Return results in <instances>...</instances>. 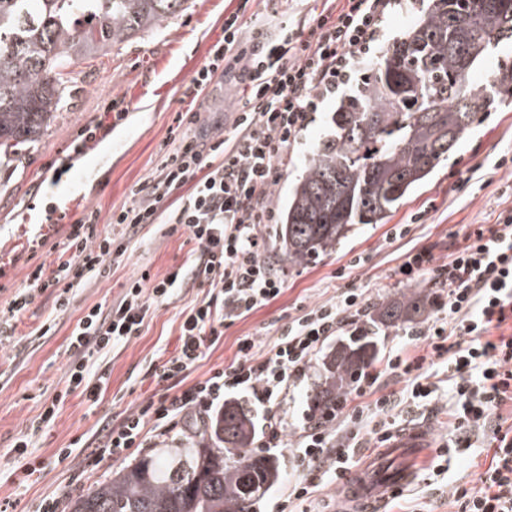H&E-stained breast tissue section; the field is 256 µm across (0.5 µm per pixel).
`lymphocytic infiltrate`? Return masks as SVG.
<instances>
[{
    "mask_svg": "<svg viewBox=\"0 0 512 512\" xmlns=\"http://www.w3.org/2000/svg\"><path fill=\"white\" fill-rule=\"evenodd\" d=\"M392 2L336 0L335 15L317 14L299 27L282 24L247 49L242 22L229 15L223 41L213 46L192 85L205 90L227 58L242 63L248 93L234 108L230 133L207 139L194 133V113L177 114L155 176L133 190L131 204L112 212L110 222L120 227V236L99 233L97 210L86 209L70 226L71 255L50 270L37 266L29 287L0 310L3 343L13 337L14 321L34 293L51 294L56 313L66 314L74 290L107 277L147 227L165 225L170 233L182 231L194 241L189 259L164 278L130 277L111 306L86 308L67 338L71 356L63 387L31 421L32 433L54 424L70 394L98 404L109 383V355L140 333L154 305L170 302L190 284L206 288L201 301L181 312L176 353L151 371L166 393L142 403L118 426H105L97 446L81 458L83 471H94L104 458L121 459L134 449L152 447L154 439L174 429L177 417L210 419L234 395L249 394L263 406L282 404L324 343L369 315L365 293L346 290L292 319L272 343L242 339L234 362L201 382L183 384L226 325L281 295L284 281L263 256L260 232L275 218L272 191L313 114L371 57ZM176 191L178 203L167 205ZM428 273L439 286L435 312L406 332L421 355L398 352L381 365L367 366L346 397L300 433L291 450L294 476L276 512H288L290 502L309 497L312 473L344 479L357 463L359 434L377 446L392 439L391 429L371 428L369 420L405 402L436 400L443 386L455 398L448 411L449 435L481 439L493 451L471 487L449 486L448 512H512V425H505L500 413L512 403V335L490 336L492 327L512 321V209L500 211L491 226L466 228L462 245L448 261L437 262L424 248L393 271L405 284Z\"/></svg>",
    "mask_w": 512,
    "mask_h": 512,
    "instance_id": "obj_1",
    "label": "lymphocytic infiltrate"
}]
</instances>
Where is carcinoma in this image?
<instances>
[{"label": "carcinoma", "instance_id": "1", "mask_svg": "<svg viewBox=\"0 0 512 512\" xmlns=\"http://www.w3.org/2000/svg\"><path fill=\"white\" fill-rule=\"evenodd\" d=\"M400 39L331 114L288 191L277 233L290 267L336 251L356 224H384L448 159L477 116L512 100V61L477 84L488 52L512 42V0H421ZM189 0H0V157H21L60 111L82 62L149 33ZM426 296L402 293L375 325L418 312ZM377 358L369 333L352 336L324 363L307 393L311 416L343 398L353 374ZM255 423L224 404L209 434L184 448L148 453L71 501L70 512H255L281 465L252 450Z\"/></svg>", "mask_w": 512, "mask_h": 512}]
</instances>
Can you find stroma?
I'll return each instance as SVG.
<instances>
[{"mask_svg": "<svg viewBox=\"0 0 512 512\" xmlns=\"http://www.w3.org/2000/svg\"><path fill=\"white\" fill-rule=\"evenodd\" d=\"M325 5L326 0H276L272 5L265 0H193L189 9L155 33L80 64L64 109L23 160L0 165V306L28 287L36 266L54 265L70 224L85 208L97 209L99 230L111 232L113 209L130 204L132 188L155 171L176 113H199L206 124L217 123L223 132H230L224 115L247 91L239 67L216 77L204 92H194L191 86L194 72L223 39L227 15L238 14L245 22L243 38L250 43L258 41L260 34H273L280 22L303 24ZM261 13L267 14L268 24L258 34L248 24ZM336 106V100L326 101L303 134L274 189V207L282 206L314 147L329 134V117ZM89 127L95 130L93 138L82 151H75L81 131ZM505 153L512 154L511 103L480 113L475 128L439 166L434 178L410 195L387 223L355 225L336 252L315 265L288 267L275 225H263L265 256L280 272L284 289L270 305L225 326L219 342L191 369L189 382L204 380L230 364L244 337L274 340L303 308L342 290H364L375 306L389 300L402 290L390 272L410 252L428 248L437 260H447L461 243L466 225L493 224L495 211L512 207V197L500 193L512 172L492 166ZM193 247L186 233L171 235L166 228H153L129 248V260L108 278L75 289L70 311L58 319L54 333L48 336H38L37 330L51 314L53 298L46 293L34 295L17 323L14 342L0 346V504L9 512H37L41 500L52 494L68 502L122 468V461L107 459L77 482L73 479L76 460L62 461L57 454L75 441L83 449L93 448L105 422L120 423L126 410L159 393L150 376L152 366L175 352L179 313L202 299L198 285L182 288L171 303L153 312L139 336L112 351L110 382L99 405L90 406L74 394L66 399L50 428L34 434L29 423L45 399L63 386L70 357L67 338L84 309L95 304L110 306L131 275L145 272L153 279L165 277L186 262ZM355 257L361 264L353 268L349 262ZM320 369V361H313L283 405L263 408L248 395L237 397L252 409L258 422L270 416L282 418L284 445L274 454L283 472L291 470L288 444L310 422L306 394ZM452 400V392L440 390L435 406L412 410L398 423L408 431L430 428L434 446L429 456L437 455L436 444L448 431L446 405ZM24 436L30 437L32 448L27 458L18 459L12 446ZM488 462L479 447L450 449L441 473L416 472L408 485L410 508L448 512V501L441 494L444 485L472 483L479 467Z\"/></svg>", "mask_w": 512, "mask_h": 512, "instance_id": "1", "label": "stroma"}]
</instances>
